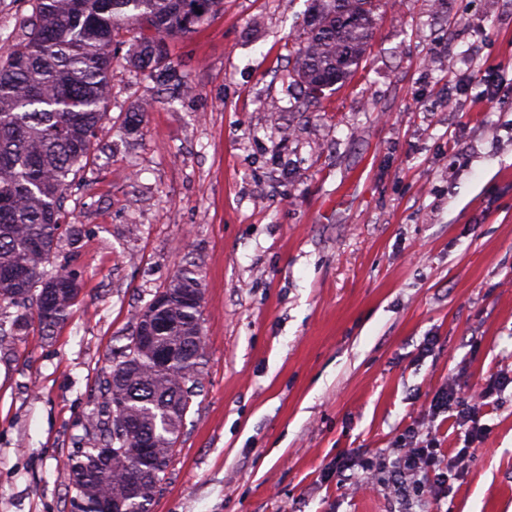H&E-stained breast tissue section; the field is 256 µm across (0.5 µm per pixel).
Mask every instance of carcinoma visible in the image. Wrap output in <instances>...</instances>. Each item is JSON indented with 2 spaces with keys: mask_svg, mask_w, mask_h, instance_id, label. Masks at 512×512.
Returning <instances> with one entry per match:
<instances>
[{
  "mask_svg": "<svg viewBox=\"0 0 512 512\" xmlns=\"http://www.w3.org/2000/svg\"><path fill=\"white\" fill-rule=\"evenodd\" d=\"M377 0H311L307 37L288 77L314 94L344 82L372 37ZM223 0H31L20 42L0 54V331L26 334L31 319L49 332L68 319L80 288L76 275L52 266L63 205L74 178L99 150L112 101V46L127 38L126 62L176 74L169 42L194 32ZM198 272L180 268L156 292L168 297L161 326L143 340L136 322L122 359L103 375L105 407L93 435L121 449L110 459L95 447L68 457L70 512H106L114 488L132 495L125 512H149L162 489L187 413L198 396L205 357ZM24 309L11 316L9 308Z\"/></svg>",
  "mask_w": 512,
  "mask_h": 512,
  "instance_id": "carcinoma-1",
  "label": "carcinoma"
}]
</instances>
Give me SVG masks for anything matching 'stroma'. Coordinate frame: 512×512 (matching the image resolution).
Returning <instances> with one entry per match:
<instances>
[{
  "mask_svg": "<svg viewBox=\"0 0 512 512\" xmlns=\"http://www.w3.org/2000/svg\"><path fill=\"white\" fill-rule=\"evenodd\" d=\"M308 7L224 0L171 45L189 95L116 56L106 149L65 203L84 233L53 257L78 301L53 335H0V512H70L63 464L103 374L190 264L206 359L150 512H512V384L475 455L427 413L441 388L512 376V0H391L353 76L294 108ZM482 65L497 101L469 80ZM413 430L457 474L403 506ZM360 450L378 483L337 477Z\"/></svg>",
  "mask_w": 512,
  "mask_h": 512,
  "instance_id": "1",
  "label": "stroma"
}]
</instances>
